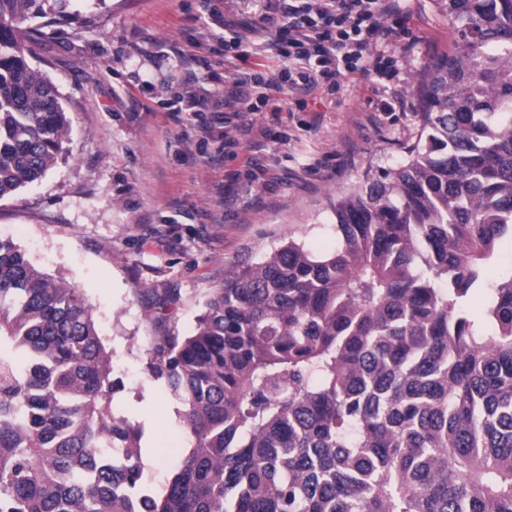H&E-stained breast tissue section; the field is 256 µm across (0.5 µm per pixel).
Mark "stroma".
Listing matches in <instances>:
<instances>
[{
  "label": "stroma",
  "mask_w": 512,
  "mask_h": 512,
  "mask_svg": "<svg viewBox=\"0 0 512 512\" xmlns=\"http://www.w3.org/2000/svg\"><path fill=\"white\" fill-rule=\"evenodd\" d=\"M208 0H45L29 62L57 88L70 120L57 162L0 199V237L94 308L115 377L117 415L140 425L143 481L162 490L189 441L181 405L146 370L162 337L194 328L230 265L255 262L294 237L336 245L332 206L367 170L392 166L419 134L418 85L453 35L436 0H403L413 39L387 92L367 79L319 91L307 111L281 112L270 138L236 118L169 111L194 76L215 95L233 70L281 63L251 50L225 62ZM395 110L379 114L382 101Z\"/></svg>",
  "instance_id": "1"
}]
</instances>
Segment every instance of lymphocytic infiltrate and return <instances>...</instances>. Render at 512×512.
Returning a JSON list of instances; mask_svg holds the SVG:
<instances>
[{
  "label": "lymphocytic infiltrate",
  "mask_w": 512,
  "mask_h": 512,
  "mask_svg": "<svg viewBox=\"0 0 512 512\" xmlns=\"http://www.w3.org/2000/svg\"><path fill=\"white\" fill-rule=\"evenodd\" d=\"M400 0H262L256 14L258 31L267 35L266 46L285 60L277 78L259 71H234L224 92L225 111L240 114L249 93L259 90L272 113L282 107L280 95L306 108L315 91H336L342 78L366 75L390 80L397 62L379 51L388 39L411 37L408 16Z\"/></svg>",
  "instance_id": "lymphocytic-infiltrate-1"
}]
</instances>
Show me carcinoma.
Segmentation results:
<instances>
[{
	"mask_svg": "<svg viewBox=\"0 0 512 512\" xmlns=\"http://www.w3.org/2000/svg\"><path fill=\"white\" fill-rule=\"evenodd\" d=\"M439 5L419 138L336 199V248L229 270L153 347L190 439L162 492L92 305L0 240V512H512V0ZM42 14L0 0V199L69 129L4 23Z\"/></svg>",
	"mask_w": 512,
	"mask_h": 512,
	"instance_id": "cac0c4a2",
	"label": "carcinoma"
}]
</instances>
